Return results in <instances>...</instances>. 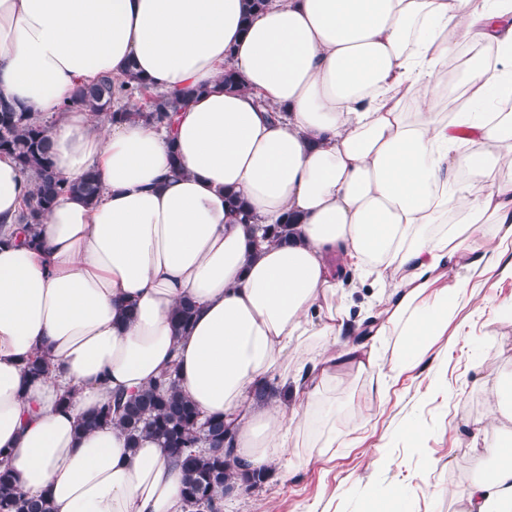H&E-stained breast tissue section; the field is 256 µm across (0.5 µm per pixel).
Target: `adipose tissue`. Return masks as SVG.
<instances>
[{"label":"adipose tissue","instance_id":"ef3b65f1","mask_svg":"<svg viewBox=\"0 0 512 512\" xmlns=\"http://www.w3.org/2000/svg\"><path fill=\"white\" fill-rule=\"evenodd\" d=\"M244 8L0 0V96L49 120L62 176L101 185L92 205L58 199L36 251L16 222L32 184L0 157V460L52 512H183L155 439L131 449L120 428L78 429L172 366L201 415L229 423L238 472L308 468L307 429L336 445L322 395L337 366L376 374L364 411L381 409L447 332L480 249L512 243V111L491 105L512 92V0H267L248 25ZM459 45L482 55L459 76L458 111L439 112ZM131 67L190 91L171 126L102 125L72 105L79 85ZM228 67L242 89H225ZM289 215L288 241L263 239ZM349 267L378 291L357 323ZM36 355L51 370L34 379ZM486 377L471 446L493 466L450 491L457 512H512V435L486 432L512 423V372Z\"/></svg>","mask_w":512,"mask_h":512}]
</instances>
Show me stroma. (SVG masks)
<instances>
[{
  "mask_svg": "<svg viewBox=\"0 0 512 512\" xmlns=\"http://www.w3.org/2000/svg\"><path fill=\"white\" fill-rule=\"evenodd\" d=\"M487 357L512 371V250L482 261L447 335L398 379L383 409L357 413L370 380L337 373L324 394L338 406L335 447L287 479L270 473L259 487H235L224 512H364L368 500L389 512L396 487L404 493L400 512H454L442 488H464L482 470L470 443L473 422L488 411L475 384ZM408 422L418 424L421 439L401 437Z\"/></svg>",
  "mask_w": 512,
  "mask_h": 512,
  "instance_id": "1",
  "label": "stroma"
}]
</instances>
